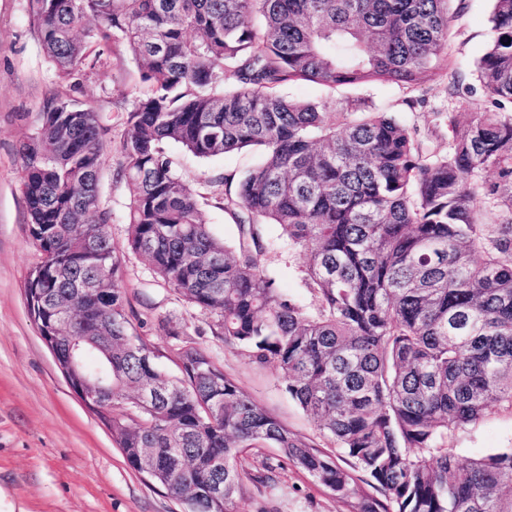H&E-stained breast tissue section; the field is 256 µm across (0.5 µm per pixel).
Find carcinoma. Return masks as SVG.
Segmentation results:
<instances>
[{"mask_svg":"<svg viewBox=\"0 0 512 512\" xmlns=\"http://www.w3.org/2000/svg\"><path fill=\"white\" fill-rule=\"evenodd\" d=\"M61 78L104 64L123 43L148 90L125 112L115 180L130 190L129 246L224 343L281 371L320 435L352 460L292 433L202 348L174 353L179 375L132 335L112 212L99 195L111 127L99 109L51 99L17 149L28 230L43 254L25 281L39 334L80 341L84 376L128 406L97 413L130 467L188 512H235L253 448L273 446L349 512H512V450L462 464L448 425L512 410V0H493L494 37L477 63L490 98L448 112V149L362 103L292 100L296 82L421 89L450 65L449 0H28ZM260 15L262 26L251 18ZM201 159L246 147L260 165L224 187L232 249L200 218L166 152ZM306 257L305 306L261 264V225ZM84 299L91 310L67 309ZM158 383L167 395L139 392ZM147 455L148 469L136 467ZM224 460V497L199 499ZM380 496L357 492V473Z\"/></svg>","mask_w":512,"mask_h":512,"instance_id":"carcinoma-1","label":"carcinoma"}]
</instances>
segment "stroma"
<instances>
[{
	"mask_svg": "<svg viewBox=\"0 0 512 512\" xmlns=\"http://www.w3.org/2000/svg\"><path fill=\"white\" fill-rule=\"evenodd\" d=\"M453 17L448 70L430 73L421 93L424 104H408L409 91L391 83L331 88L299 82L284 96L304 101L327 97L360 102L374 112H389L417 126L434 141L448 140L439 112L448 92L461 82L467 111L480 112L487 96L475 63L493 37L492 0H451ZM141 70L122 44H112L103 65L77 78H60L47 59L28 12V0H0V512H186V505L134 471L109 430L69 388L53 355L31 320L24 282L42 255L28 234L25 199L20 189L18 144L37 124L47 100L75 98L105 110L112 136L104 147L99 194L112 211V242L120 259L125 308L134 334L153 350L158 366L177 374L172 349L179 340L204 348L225 374L293 433L312 441L320 436L311 418L288 394L278 369L261 365L238 347L225 345L210 318L187 304L159 279L127 245L129 191L115 181L123 132L120 109L141 96ZM168 153L181 177L200 196L201 216L211 233L237 245L239 230L211 184L220 173L244 174L262 155L235 150L202 160L172 144ZM266 250L261 263L282 293L300 304L311 297L304 286V259L289 249L278 225L262 227ZM447 447L460 461L512 449V410L491 408L475 424L449 429ZM251 467H272L268 485L247 483L235 512H347L345 505L314 479L282 462L274 448L250 450Z\"/></svg>",
	"mask_w": 512,
	"mask_h": 512,
	"instance_id": "stroma-1",
	"label": "stroma"
}]
</instances>
